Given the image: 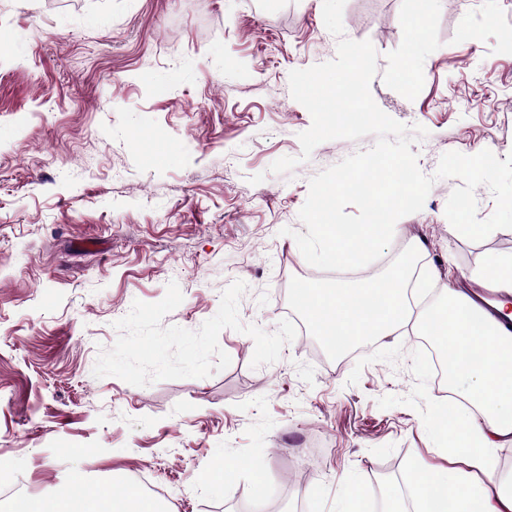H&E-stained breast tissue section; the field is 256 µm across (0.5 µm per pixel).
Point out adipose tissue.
<instances>
[{
  "mask_svg": "<svg viewBox=\"0 0 512 512\" xmlns=\"http://www.w3.org/2000/svg\"><path fill=\"white\" fill-rule=\"evenodd\" d=\"M295 304L334 349L362 337L384 339L409 322L442 344L451 379H464L454 416L444 428L451 468L415 477V512H512V474L497 452L512 446V332L496 319L505 303L486 312L468 295L449 291L433 311L413 313L406 280L394 275L356 288H293ZM11 512H160L159 504L134 486L119 494L91 489L84 473L72 475L61 495H26Z\"/></svg>",
  "mask_w": 512,
  "mask_h": 512,
  "instance_id": "adipose-tissue-1",
  "label": "adipose tissue"
}]
</instances>
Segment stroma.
<instances>
[{
	"label": "stroma",
	"instance_id": "stroma-1",
	"mask_svg": "<svg viewBox=\"0 0 512 512\" xmlns=\"http://www.w3.org/2000/svg\"><path fill=\"white\" fill-rule=\"evenodd\" d=\"M321 0H0V466L30 492L73 471L163 487L165 512H244L256 497L304 512H373L412 472L449 465L436 372L419 333L357 356L318 336L252 367L253 339L219 335L230 365L143 387L95 377L134 301L182 303L163 326L198 330L244 281L239 318L266 332L315 269L295 233L309 181L375 136L320 143L289 74L335 59ZM344 37L377 54V105L426 128L411 150L512 154V0H346ZM298 163L274 174L271 164ZM457 178L435 182L390 246L356 276L422 265L476 289L512 254V229L475 242L445 216ZM422 253H412L413 244ZM231 481L211 485L215 458Z\"/></svg>",
	"mask_w": 512,
	"mask_h": 512
}]
</instances>
